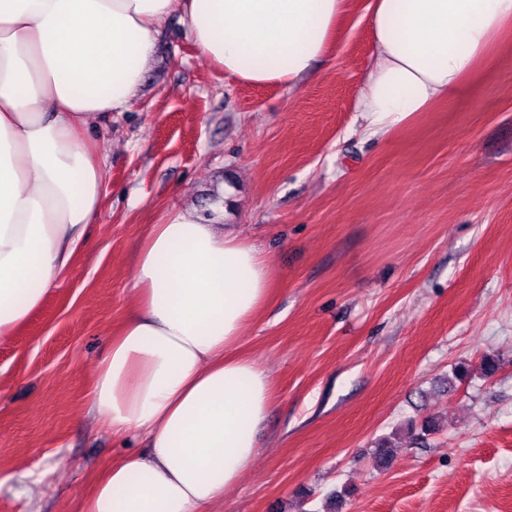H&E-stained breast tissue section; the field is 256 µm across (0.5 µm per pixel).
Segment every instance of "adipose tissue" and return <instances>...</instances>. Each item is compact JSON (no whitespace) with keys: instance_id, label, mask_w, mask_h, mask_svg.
<instances>
[{"instance_id":"adipose-tissue-1","label":"adipose tissue","mask_w":512,"mask_h":512,"mask_svg":"<svg viewBox=\"0 0 512 512\" xmlns=\"http://www.w3.org/2000/svg\"><path fill=\"white\" fill-rule=\"evenodd\" d=\"M347 3L0 0V344L84 247L104 194L91 132L131 108L171 16L225 78L293 89L329 55ZM368 24L355 110L366 132L387 134L478 79L512 39V0H369ZM136 264L89 395L128 451L83 512H209L251 467L273 406L268 374L238 351L270 264L192 209L151 225Z\"/></svg>"}]
</instances>
